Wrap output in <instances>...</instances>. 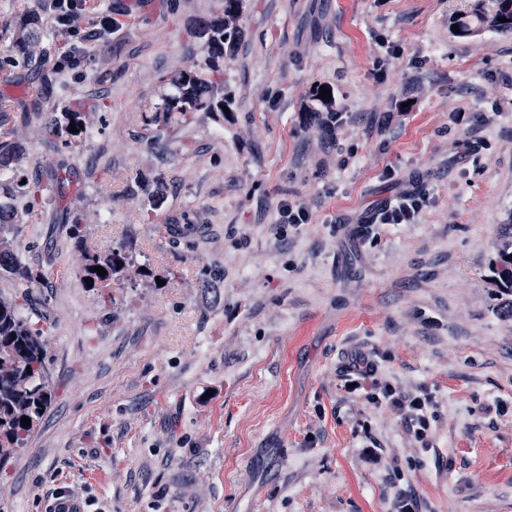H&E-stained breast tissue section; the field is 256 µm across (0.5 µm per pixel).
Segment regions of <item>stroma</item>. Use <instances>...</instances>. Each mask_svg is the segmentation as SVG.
I'll list each match as a JSON object with an SVG mask.
<instances>
[{
    "instance_id": "stroma-1",
    "label": "stroma",
    "mask_w": 512,
    "mask_h": 512,
    "mask_svg": "<svg viewBox=\"0 0 512 512\" xmlns=\"http://www.w3.org/2000/svg\"><path fill=\"white\" fill-rule=\"evenodd\" d=\"M247 4L228 115L156 137L142 117L164 75L203 63L188 32L219 0H98L119 26L79 81L53 69L55 32L11 58L41 0H0V135L21 141L30 181L71 176L18 227L44 275L55 398L0 470V512L66 495L85 512H387L371 438L426 512H512V318L489 272L512 212V35L451 36L448 0ZM382 38L401 53L378 72ZM76 94L101 102L80 147L46 146L24 112ZM329 108L348 115L333 136L310 122ZM413 185L433 196L418 223L354 235ZM285 198L312 217L280 240ZM117 244L169 283L114 287L104 306L79 248ZM355 353L436 397L427 448L347 399Z\"/></svg>"
}]
</instances>
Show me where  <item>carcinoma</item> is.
Listing matches in <instances>:
<instances>
[{
  "label": "carcinoma",
  "mask_w": 512,
  "mask_h": 512,
  "mask_svg": "<svg viewBox=\"0 0 512 512\" xmlns=\"http://www.w3.org/2000/svg\"><path fill=\"white\" fill-rule=\"evenodd\" d=\"M462 8L448 17V23L458 25L459 37H473L485 31L512 32V0H463ZM246 0H222L220 13L203 20L196 38L202 41L205 62L193 63L162 78L171 93L161 96L144 118L146 125L160 133L175 123H186L198 112L217 118L224 117L223 106L228 92L224 87V58L235 52L242 30L240 20ZM503 21H498V18ZM47 32L46 22L28 15L18 26L9 52L30 59L39 50ZM94 109L81 99H74L64 112H48L43 118L40 135L59 140L77 148L86 133L84 125ZM78 131H70V123ZM24 148L13 140L0 142V280L26 286L16 294L0 293V462L13 458L22 449L28 434L38 425L52 400L47 378V349L44 324L32 321L29 288L42 279L24 260L15 242V223L18 221L17 201L29 197V205L50 199L56 190L65 186L69 172L64 167L54 171L46 183H22L26 178ZM80 271L93 279L104 304L114 302L110 288L126 282H136L146 272L135 267L129 251L123 246L104 250L80 251ZM95 266L106 270L103 276L92 271ZM492 283L498 293L507 296L503 313L512 317V240L498 249L491 262ZM30 418L24 427L21 418Z\"/></svg>",
  "instance_id": "obj_1"
}]
</instances>
